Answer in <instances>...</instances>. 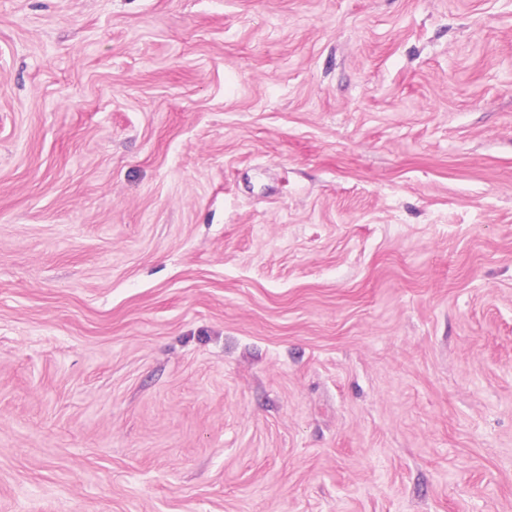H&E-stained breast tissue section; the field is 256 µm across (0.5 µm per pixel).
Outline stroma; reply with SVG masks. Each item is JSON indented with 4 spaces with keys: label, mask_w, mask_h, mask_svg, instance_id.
Listing matches in <instances>:
<instances>
[{
    "label": "stroma",
    "mask_w": 512,
    "mask_h": 512,
    "mask_svg": "<svg viewBox=\"0 0 512 512\" xmlns=\"http://www.w3.org/2000/svg\"><path fill=\"white\" fill-rule=\"evenodd\" d=\"M0 512H512V0H0Z\"/></svg>",
    "instance_id": "1"
}]
</instances>
